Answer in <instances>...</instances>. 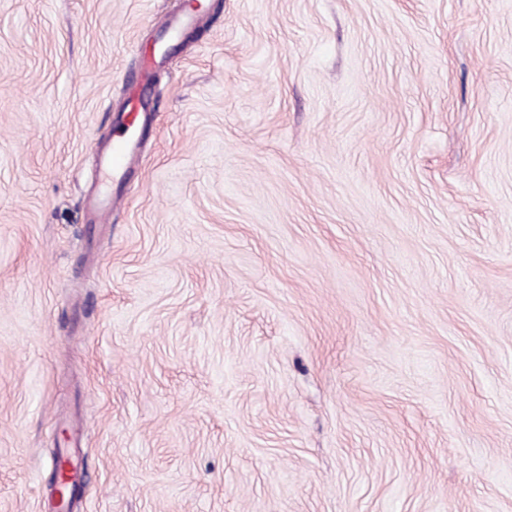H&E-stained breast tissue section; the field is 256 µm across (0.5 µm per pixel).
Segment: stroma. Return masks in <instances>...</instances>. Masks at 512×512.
Segmentation results:
<instances>
[{"label":"stroma","mask_w":512,"mask_h":512,"mask_svg":"<svg viewBox=\"0 0 512 512\" xmlns=\"http://www.w3.org/2000/svg\"><path fill=\"white\" fill-rule=\"evenodd\" d=\"M0 0V512H512V0ZM201 9L192 8L190 11L181 13L173 19L160 22V50L164 55L171 43L177 42L183 34V31L190 27L199 17L197 12ZM147 102L137 98L130 100V107L116 113L114 126L117 127L116 138L107 144H102L97 153L98 178L93 192L88 195V206L94 216V221L104 224L112 210V187L124 179L130 165L138 156V141L136 132L140 124V112L146 110ZM128 112H136V118L128 116ZM137 120V121H136ZM136 122V123H135Z\"/></svg>","instance_id":"35a3bbf8"}]
</instances>
